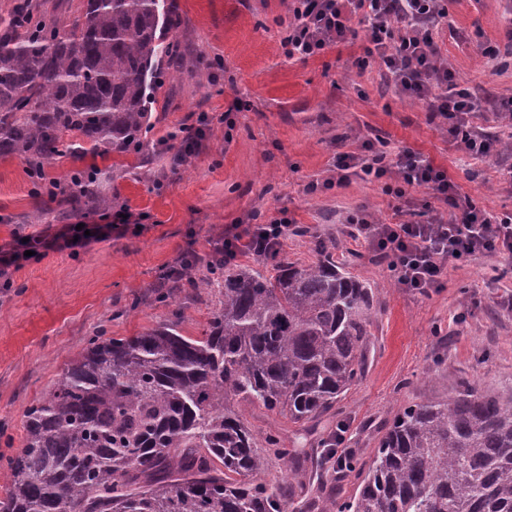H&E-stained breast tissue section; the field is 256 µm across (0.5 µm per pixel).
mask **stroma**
Returning a JSON list of instances; mask_svg holds the SVG:
<instances>
[{
	"label": "stroma",
	"instance_id": "35a3bbf8",
	"mask_svg": "<svg viewBox=\"0 0 512 512\" xmlns=\"http://www.w3.org/2000/svg\"><path fill=\"white\" fill-rule=\"evenodd\" d=\"M176 3V36L189 54L157 95L150 137L161 155L143 163L114 153L99 163L102 193L117 197L113 210L141 216L140 225L20 261L8 270L11 287H0V492L23 444L26 408L80 357L88 339L99 332L137 336L176 315L183 335L201 336L218 289L177 288L162 303L161 277L185 255L206 260L225 229L261 224L281 211L312 230L288 236V260L315 261L312 239L321 237L336 243L338 263L375 290L365 374L339 399V421L320 423L317 437L344 422V447L368 461L408 405L448 399L468 384L512 397V254L449 264L439 287L409 292L345 218L361 210L384 224L426 221L446 215V207L426 188L397 200L382 182L358 175L329 190H307L334 176L337 155L377 138L388 152L408 147L447 170L477 208L512 213V121L495 110L512 99L506 0H449L448 17L434 32L458 89L483 103L466 125L497 146L487 160L458 150L445 120L400 95L378 63L366 60L363 25L347 43L295 61L281 46L289 0ZM491 46L499 49L493 59L483 54ZM202 114L204 134L194 154L181 157L178 131L197 125ZM35 210L24 161L0 157V247L54 236L68 222L97 224L102 216L84 208L65 223L36 224Z\"/></svg>",
	"mask_w": 512,
	"mask_h": 512
}]
</instances>
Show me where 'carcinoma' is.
<instances>
[{
	"mask_svg": "<svg viewBox=\"0 0 512 512\" xmlns=\"http://www.w3.org/2000/svg\"><path fill=\"white\" fill-rule=\"evenodd\" d=\"M75 28L48 24L37 0L0 15V156H20L35 197L59 196L46 166L148 150L161 78L180 70L175 9L160 0H85ZM96 163L68 171L63 220L100 196ZM308 265L273 257L275 274L193 257L179 288H221L204 334L178 321L132 337L95 336L24 412L0 512H317L299 509L287 437H257L233 403L288 419L294 432L361 380L375 294L315 241ZM323 459L357 473L354 497L329 512H512V403L470 385L448 401L405 407L370 464ZM288 486L260 475L274 464Z\"/></svg>",
	"mask_w": 512,
	"mask_h": 512,
	"instance_id": "carcinoma-1",
	"label": "carcinoma"
}]
</instances>
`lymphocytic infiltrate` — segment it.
Segmentation results:
<instances>
[{"label":"lymphocytic infiltrate","mask_w":512,"mask_h":512,"mask_svg":"<svg viewBox=\"0 0 512 512\" xmlns=\"http://www.w3.org/2000/svg\"><path fill=\"white\" fill-rule=\"evenodd\" d=\"M290 21L282 39L288 58H309L330 45L346 42L354 24L367 32L366 52L401 93L424 100L432 117L448 122V134L474 158H487L491 144L465 130L462 117L476 111L479 101L458 89L454 73L437 65L433 30L448 16L447 0H291ZM336 180L349 170L384 180L386 194L400 198L407 188L427 187L452 209L448 221H407L379 224L370 214L348 215L368 245L389 261L399 287L421 293L438 287L448 261L477 255L512 253V215H493L462 197L446 171L405 148L395 154L364 142L361 152L336 158ZM292 225L285 216L264 224H238L220 241L225 263L238 256L265 258L283 245Z\"/></svg>","instance_id":"1"}]
</instances>
